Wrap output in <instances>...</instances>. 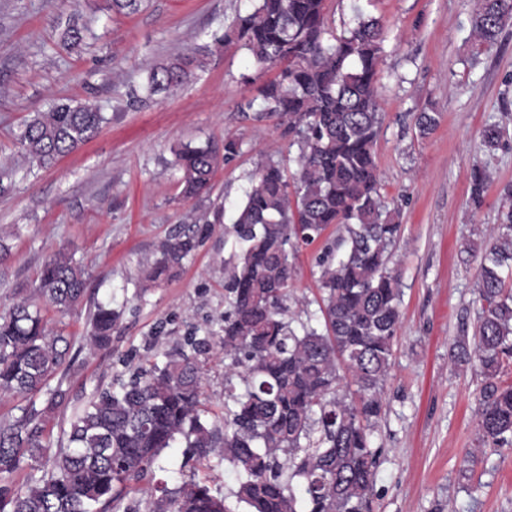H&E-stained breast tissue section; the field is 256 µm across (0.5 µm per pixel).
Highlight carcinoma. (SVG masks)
Instances as JSON below:
<instances>
[{"mask_svg":"<svg viewBox=\"0 0 512 512\" xmlns=\"http://www.w3.org/2000/svg\"><path fill=\"white\" fill-rule=\"evenodd\" d=\"M512 26V0H476L473 57L493 48ZM222 41L242 43L278 75L258 89L255 118L288 121L298 146L288 182L268 156L245 188L231 230L234 264L224 281V417L203 409L204 372L196 357L169 352L162 364L137 367L127 382L97 390L69 423L57 448L44 440L47 414L65 404L63 380L72 343L50 331L41 307L25 300L0 316V396H44L0 420V512H138L125 504L131 483L154 475L161 455L180 442L199 459L216 457L236 475V504L246 512H373L380 448L374 428L384 414V386L401 324V282L389 262L401 233L399 212L382 200L376 144L382 125L377 88L384 30L356 15L331 28L326 0H258L237 15ZM207 51L155 68L149 93L183 85L206 65ZM106 121L94 105L67 99L36 113L20 143L41 167L88 142ZM439 113H418L420 137ZM488 154L512 146L506 127L480 131ZM241 152L186 143L175 151L185 199L210 191L222 162ZM491 182L487 166L470 177L480 207ZM336 225V252L318 262L319 314L298 320L288 307L294 266L288 246H310ZM208 232L187 224L161 243L145 281L159 284L182 267ZM463 261L478 262L481 303L475 333L456 339L452 357L481 377L476 397L479 448L512 449V184L500 192L499 223L467 240ZM39 299L73 311L83 301L85 270L58 251L37 277ZM119 312L98 304L86 346L111 347ZM29 467L20 488L9 479ZM145 512H236L226 497L191 475L177 488L157 481Z\"/></svg>","mask_w":512,"mask_h":512,"instance_id":"obj_1","label":"carcinoma"}]
</instances>
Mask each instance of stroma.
I'll return each mask as SVG.
<instances>
[{
	"label": "stroma",
	"mask_w": 512,
	"mask_h": 512,
	"mask_svg": "<svg viewBox=\"0 0 512 512\" xmlns=\"http://www.w3.org/2000/svg\"><path fill=\"white\" fill-rule=\"evenodd\" d=\"M254 8L253 0H143L130 16L110 0H0V314L31 298L44 258L62 250L87 272L84 303L63 315L42 313L49 328L72 336L63 387L66 408L46 431L59 439L96 389L131 366L163 362L188 338L208 337L199 355L204 397L224 412V280L232 256L227 236L250 174L270 148L287 149V125L248 119V105L278 72L257 65L241 44H221L224 28ZM474 0H328V22L342 27L356 13L385 29L378 91L383 121L376 146L381 193L400 210L401 236L390 266L400 276L402 324L386 413L376 431L381 454L376 512H512V450L489 448L474 477L463 460L475 439L479 376L452 361L458 336L472 335L479 304L476 263L460 247L497 223L499 196L512 183V150L488 155L479 131L489 123L512 130V29L469 66ZM84 30L81 47L62 37ZM206 47L212 56L175 95L147 96L150 72L169 57ZM73 98L107 117L87 144L54 165L32 166L19 144L26 120ZM434 107L436 129L419 137L416 115ZM232 138L242 151L214 175L208 195H181L175 150ZM488 166L494 181L481 209L469 202V176ZM208 221L203 243L178 276L143 285L159 242L182 224ZM322 245L300 248L292 296L317 312V261ZM120 311L112 351L90 353L84 341L95 304ZM162 479L175 488L189 475L227 494L235 475L218 459L187 458L168 449Z\"/></svg>",
	"instance_id": "obj_1"
}]
</instances>
